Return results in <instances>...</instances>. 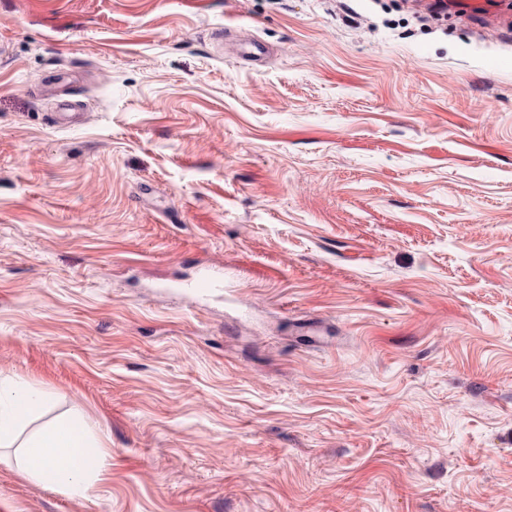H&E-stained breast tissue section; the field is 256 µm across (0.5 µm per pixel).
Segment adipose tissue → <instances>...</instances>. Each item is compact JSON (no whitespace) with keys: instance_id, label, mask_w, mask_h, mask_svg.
I'll return each mask as SVG.
<instances>
[{"instance_id":"1","label":"adipose tissue","mask_w":512,"mask_h":512,"mask_svg":"<svg viewBox=\"0 0 512 512\" xmlns=\"http://www.w3.org/2000/svg\"><path fill=\"white\" fill-rule=\"evenodd\" d=\"M50 400L30 382L0 377V462L15 463L45 487L80 496L104 471L101 439L68 417L43 420Z\"/></svg>"}]
</instances>
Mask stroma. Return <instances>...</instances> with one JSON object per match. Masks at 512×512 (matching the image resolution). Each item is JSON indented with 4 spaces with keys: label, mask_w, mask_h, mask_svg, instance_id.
<instances>
[{
    "label": "stroma",
    "mask_w": 512,
    "mask_h": 512,
    "mask_svg": "<svg viewBox=\"0 0 512 512\" xmlns=\"http://www.w3.org/2000/svg\"><path fill=\"white\" fill-rule=\"evenodd\" d=\"M417 2L0 0V376L106 455L0 512H512V42Z\"/></svg>",
    "instance_id": "1"
}]
</instances>
